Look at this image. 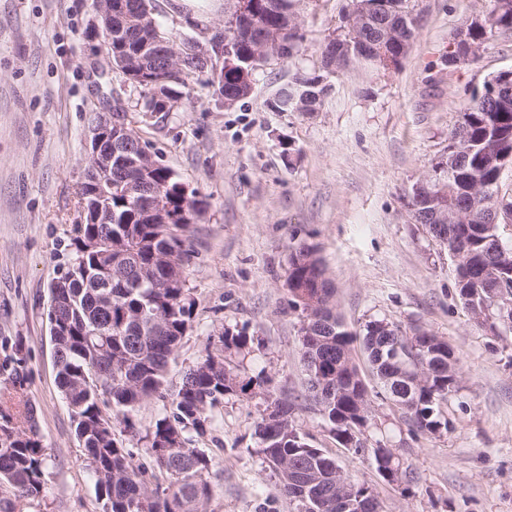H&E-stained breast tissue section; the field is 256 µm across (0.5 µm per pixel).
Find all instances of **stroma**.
Here are the masks:
<instances>
[{"mask_svg":"<svg viewBox=\"0 0 512 512\" xmlns=\"http://www.w3.org/2000/svg\"><path fill=\"white\" fill-rule=\"evenodd\" d=\"M342 0H304L303 36L292 59L270 60L252 94L225 105L206 76L190 79L169 112L142 109L144 92L109 69L92 0H0V360H21L26 396L45 446L42 512H104L56 383L49 288L74 259L78 189L91 111L120 97L146 150L207 207L191 228L192 327L170 379L218 346L224 328L253 336L240 372L267 377L295 401L294 420L314 447L378 494L384 512H512V332L477 327L462 305L455 265L422 226L407 197L448 144L472 93L512 69V35L484 46L475 64L442 60L466 18L487 0H411L420 17L400 70L364 64L330 76L314 112H271L265 101L297 72L317 71L319 48L340 26ZM160 28L204 41L224 23V0H153ZM317 244L352 329L385 319L444 336L461 358L450 431H410L389 400L378 418L404 440L398 455L415 480L397 486L372 453L339 446L307 392L298 351L301 322L286 286L288 247ZM264 403L225 399L216 426L194 437L215 463L207 512H293L254 433Z\"/></svg>","mask_w":512,"mask_h":512,"instance_id":"1","label":"stroma"}]
</instances>
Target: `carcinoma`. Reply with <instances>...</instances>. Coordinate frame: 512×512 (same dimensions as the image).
Listing matches in <instances>:
<instances>
[{
    "label": "carcinoma",
    "instance_id": "cac0c4a2",
    "mask_svg": "<svg viewBox=\"0 0 512 512\" xmlns=\"http://www.w3.org/2000/svg\"><path fill=\"white\" fill-rule=\"evenodd\" d=\"M410 0H345L339 33L320 51V73H302L280 86L267 100L271 112L314 111L329 92L325 79L364 62L380 72L398 70L418 32ZM300 0H248L245 31L224 21V41L207 37L213 56H231L234 67L218 75L223 99L249 96L240 69L255 72L269 57L258 52L262 38L282 45L283 59L298 54L302 35L297 23ZM127 41L112 42V63L126 81L148 90L143 107L168 112L178 88L202 73L183 52L170 65L144 69L142 57H166L176 42L161 32L152 12L138 6L127 22ZM512 34V0H487L485 11L460 27L446 55L448 67L470 64L478 48ZM448 173L439 185L432 176L415 183L408 197L415 222L431 232L448 200V252L465 251L455 265L456 288L475 324L489 336L512 330L500 305L512 302V246L499 243L500 227L512 224V194L501 192V159L512 155V79L496 74L482 92L472 94L448 135ZM85 173L79 196L85 217L96 198ZM156 191L170 224H157L145 211L144 196ZM106 224L78 225L71 243L74 262L54 280L63 323L51 331L57 385L96 479L106 512H206L213 460L191 446L189 432L206 434L213 410L228 397L251 399L253 378L243 379L232 356L250 353L253 337L224 329L220 348L208 351L171 387L168 366L193 321L195 300L187 287L193 249L186 235L204 210V201L183 193L173 172L158 161L123 165L112 178ZM286 285L292 310L313 326L301 334L299 351L309 389L323 420L339 445L356 455L373 450L378 474L388 483H411L412 472L400 467L389 440L373 439L378 428L373 399L354 357V343L366 356L379 391L400 410L411 428L440 433L451 427L444 405L460 389V358L442 337L425 329L408 333L385 319L369 320L352 332L336 314L335 289L326 277L315 246L290 247ZM342 366L336 374V366ZM11 391L0 400V483L12 497H0V512L43 499L45 457L36 412L25 399L26 373H10ZM265 408L256 423L259 452L275 471L280 494L296 512H357L345 500L368 487L345 474L336 459L313 447L294 423V403L264 393ZM162 412L145 433L132 414L149 401ZM141 443L127 447L118 429Z\"/></svg>",
    "mask_w": 512,
    "mask_h": 512
}]
</instances>
